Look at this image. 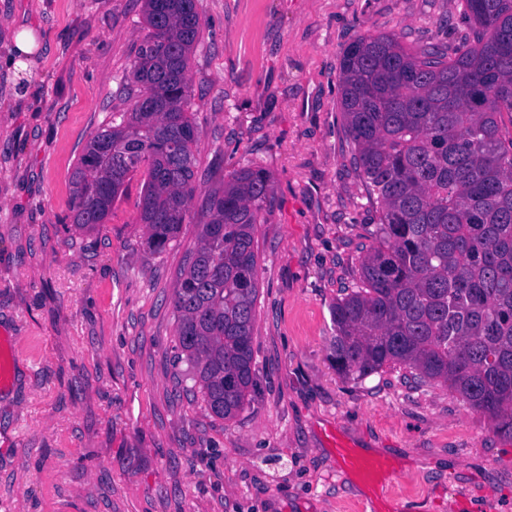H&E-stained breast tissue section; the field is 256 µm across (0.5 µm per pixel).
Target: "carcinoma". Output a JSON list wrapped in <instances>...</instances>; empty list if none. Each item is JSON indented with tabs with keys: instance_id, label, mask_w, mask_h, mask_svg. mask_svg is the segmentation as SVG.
Masks as SVG:
<instances>
[{
	"instance_id": "carcinoma-1",
	"label": "carcinoma",
	"mask_w": 512,
	"mask_h": 512,
	"mask_svg": "<svg viewBox=\"0 0 512 512\" xmlns=\"http://www.w3.org/2000/svg\"><path fill=\"white\" fill-rule=\"evenodd\" d=\"M473 27L453 53L367 34L340 60V111L376 206L360 285L337 300L336 372L363 380L400 364L512 436V0H462ZM149 35L128 79L131 111L90 138L73 172L74 223H105L146 165L147 243L176 240L193 198L198 136L188 79L201 32L195 0H145ZM263 168L209 196L174 288L178 349L202 399L230 420L254 387V235L273 197Z\"/></svg>"
}]
</instances>
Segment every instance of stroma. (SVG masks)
<instances>
[{
    "label": "stroma",
    "mask_w": 512,
    "mask_h": 512,
    "mask_svg": "<svg viewBox=\"0 0 512 512\" xmlns=\"http://www.w3.org/2000/svg\"><path fill=\"white\" fill-rule=\"evenodd\" d=\"M189 69L197 190L182 233L146 244L143 173L105 223H74L91 135L130 111L144 0H0V512H368L327 430L377 449L398 512H512V437L406 367L362 381L330 358L332 307L358 285L376 218L339 109L358 36L453 46L460 0H196ZM35 37L15 70V37ZM261 167L256 386L215 417L179 359L173 293L204 202Z\"/></svg>",
    "instance_id": "1"
}]
</instances>
